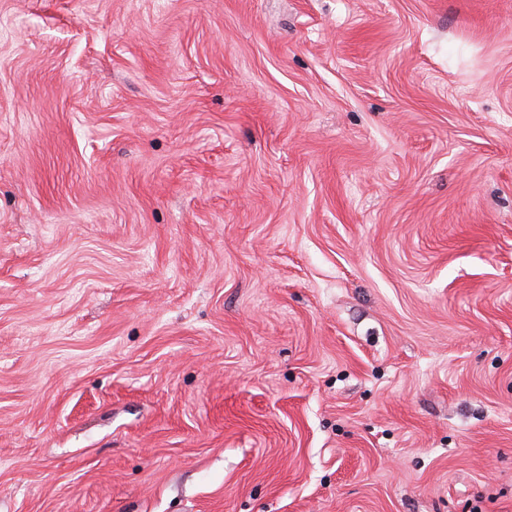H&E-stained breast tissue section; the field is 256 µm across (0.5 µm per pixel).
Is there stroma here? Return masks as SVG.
<instances>
[{
    "label": "stroma",
    "instance_id": "35a3bbf8",
    "mask_svg": "<svg viewBox=\"0 0 512 512\" xmlns=\"http://www.w3.org/2000/svg\"><path fill=\"white\" fill-rule=\"evenodd\" d=\"M0 512H512V0H0Z\"/></svg>",
    "mask_w": 512,
    "mask_h": 512
}]
</instances>
